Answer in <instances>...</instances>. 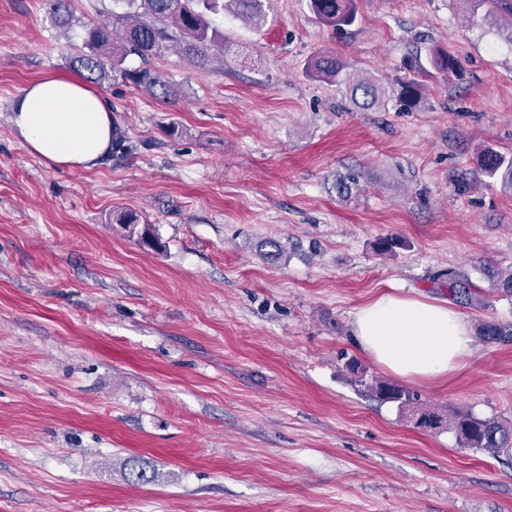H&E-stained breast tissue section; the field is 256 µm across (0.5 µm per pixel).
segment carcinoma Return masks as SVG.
<instances>
[{
    "mask_svg": "<svg viewBox=\"0 0 512 512\" xmlns=\"http://www.w3.org/2000/svg\"><path fill=\"white\" fill-rule=\"evenodd\" d=\"M269 0H112V23L86 29L83 45L72 64L85 71V79L102 83L119 77L130 81L158 100H169L173 92L150 59L170 48L205 66L213 52L224 53V29L219 20L224 13L241 17L255 26L267 20ZM311 13L322 23L342 28L356 21L354 0H308ZM473 7L491 5L488 16L506 14L512 18V0H467ZM136 56L141 66L125 67L128 57ZM434 68L443 73L456 69L457 60L449 53L437 50L432 57ZM309 76L314 80L336 84L345 96L362 108L385 107L387 94L382 82L373 76L359 75L336 54L323 52L311 62ZM477 164L487 178L501 184L512 194V156L492 147L478 152ZM259 256L270 264L283 258L285 248L277 240L267 238L258 243ZM481 336L492 343H512V324L485 322ZM347 371L383 402L400 407L409 405L417 395L409 388L377 378L366 381V368L356 359L345 363ZM450 424L461 447L473 452L505 454L512 458V423L496 417H478L470 412L455 411Z\"/></svg>",
    "mask_w": 512,
    "mask_h": 512,
    "instance_id": "1",
    "label": "carcinoma"
}]
</instances>
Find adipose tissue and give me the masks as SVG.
<instances>
[{"label": "adipose tissue", "instance_id": "obj_1", "mask_svg": "<svg viewBox=\"0 0 512 512\" xmlns=\"http://www.w3.org/2000/svg\"><path fill=\"white\" fill-rule=\"evenodd\" d=\"M10 123L26 150L55 168L88 170L112 150L110 100L73 77L46 76L22 86ZM352 339L405 381L445 378L464 365L473 348L461 313L393 286L355 311Z\"/></svg>", "mask_w": 512, "mask_h": 512}]
</instances>
